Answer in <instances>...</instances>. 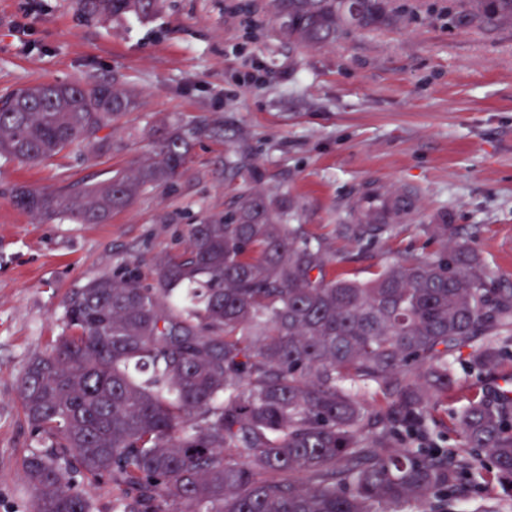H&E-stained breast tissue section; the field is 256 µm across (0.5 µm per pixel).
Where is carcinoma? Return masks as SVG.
Segmentation results:
<instances>
[{
	"mask_svg": "<svg viewBox=\"0 0 512 512\" xmlns=\"http://www.w3.org/2000/svg\"><path fill=\"white\" fill-rule=\"evenodd\" d=\"M97 19L155 16L163 0H79ZM298 45L391 17L389 0H266ZM461 23H512V0H459ZM0 158L40 162L70 145L112 148L136 107L108 83H42L5 98ZM194 131L161 134L149 157L81 190L27 188L40 217L100 224L178 173ZM286 197L251 195L188 230V248L89 282L65 300L66 334L19 380L40 447L24 458L30 512H93L84 483L112 484V512H512V383L473 393L439 445L437 405L462 392L456 353L495 379L512 361V289L465 244L406 258L367 281L331 258ZM395 224H343L377 244ZM381 395L385 404L370 407Z\"/></svg>",
	"mask_w": 512,
	"mask_h": 512,
	"instance_id": "cac0c4a2",
	"label": "carcinoma"
}]
</instances>
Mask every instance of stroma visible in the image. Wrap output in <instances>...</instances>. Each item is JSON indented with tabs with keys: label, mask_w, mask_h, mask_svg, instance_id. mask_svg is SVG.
I'll use <instances>...</instances> for the list:
<instances>
[{
	"label": "stroma",
	"mask_w": 512,
	"mask_h": 512,
	"mask_svg": "<svg viewBox=\"0 0 512 512\" xmlns=\"http://www.w3.org/2000/svg\"><path fill=\"white\" fill-rule=\"evenodd\" d=\"M264 0H166L151 20L92 19L78 0H0V98L41 82L109 83L137 95L117 147L74 145L38 164L0 160V512H28L21 473L36 441L18 381L65 328L88 282L153 263L240 198L284 195L322 241L330 275L373 278L406 257L468 241L512 288V26L461 25L456 0H391L390 23L335 42L288 41ZM195 129L186 162L102 224L43 220L19 188H81L145 158L169 126ZM416 194L379 244L354 243L343 203L367 182ZM444 224L447 239L426 227Z\"/></svg>",
	"instance_id": "obj_1"
}]
</instances>
